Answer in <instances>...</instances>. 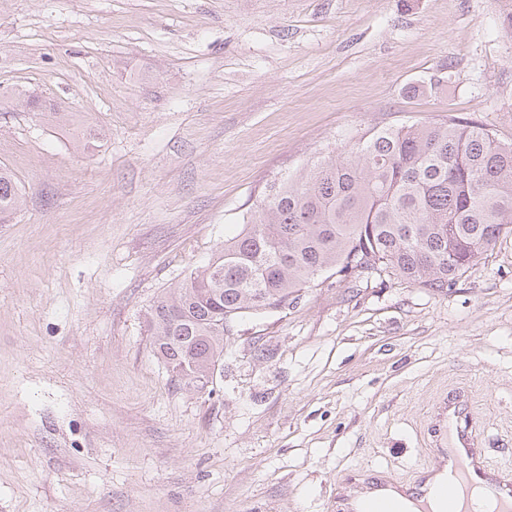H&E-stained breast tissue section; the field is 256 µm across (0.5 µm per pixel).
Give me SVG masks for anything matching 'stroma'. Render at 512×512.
Returning a JSON list of instances; mask_svg holds the SVG:
<instances>
[{
	"label": "stroma",
	"mask_w": 512,
	"mask_h": 512,
	"mask_svg": "<svg viewBox=\"0 0 512 512\" xmlns=\"http://www.w3.org/2000/svg\"><path fill=\"white\" fill-rule=\"evenodd\" d=\"M510 5L0 0V512H337L346 475L418 478L458 390L512 463V236L440 292L315 278L202 393L146 327L328 151L448 118L512 143ZM21 202V190L6 169H0V216L16 211Z\"/></svg>",
	"instance_id": "stroma-1"
}]
</instances>
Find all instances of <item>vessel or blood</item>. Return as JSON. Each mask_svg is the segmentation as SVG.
Masks as SVG:
<instances>
[{
    "label": "vessel or blood",
    "instance_id": "b4317fda",
    "mask_svg": "<svg viewBox=\"0 0 512 512\" xmlns=\"http://www.w3.org/2000/svg\"><path fill=\"white\" fill-rule=\"evenodd\" d=\"M443 413L448 423V446L423 466L424 471H441L447 476L435 489L436 496L445 502L443 512H473L471 497L478 488L494 501V512H512V465L496 466L483 456L482 436L468 400L460 395L448 400ZM375 485L378 494L367 499L360 512H403L401 501L387 494L388 489L397 488V481L384 477Z\"/></svg>",
    "mask_w": 512,
    "mask_h": 512
}]
</instances>
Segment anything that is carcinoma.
I'll use <instances>...</instances> for the list:
<instances>
[{
  "label": "carcinoma",
  "mask_w": 512,
  "mask_h": 512,
  "mask_svg": "<svg viewBox=\"0 0 512 512\" xmlns=\"http://www.w3.org/2000/svg\"><path fill=\"white\" fill-rule=\"evenodd\" d=\"M20 202L1 168L0 216ZM242 221L216 259L147 313L169 371L215 370L217 321L286 309L318 276L449 287L512 233V143L454 119L386 128L271 184Z\"/></svg>",
  "instance_id": "carcinoma-1"
}]
</instances>
